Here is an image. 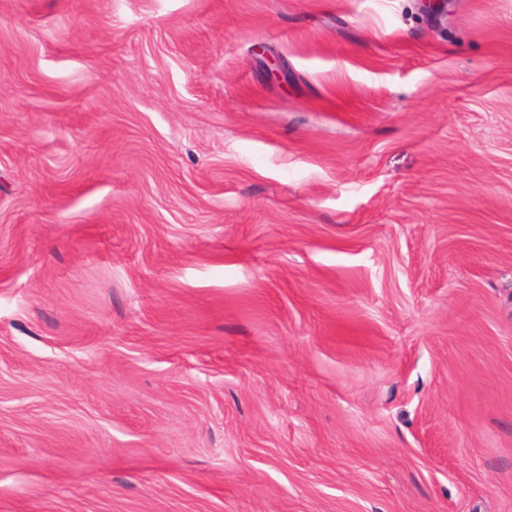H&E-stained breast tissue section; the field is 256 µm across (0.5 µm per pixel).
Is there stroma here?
Here are the masks:
<instances>
[{
  "label": "stroma",
  "instance_id": "35a3bbf8",
  "mask_svg": "<svg viewBox=\"0 0 512 512\" xmlns=\"http://www.w3.org/2000/svg\"><path fill=\"white\" fill-rule=\"evenodd\" d=\"M0 512H512V0H0Z\"/></svg>",
  "mask_w": 512,
  "mask_h": 512
}]
</instances>
